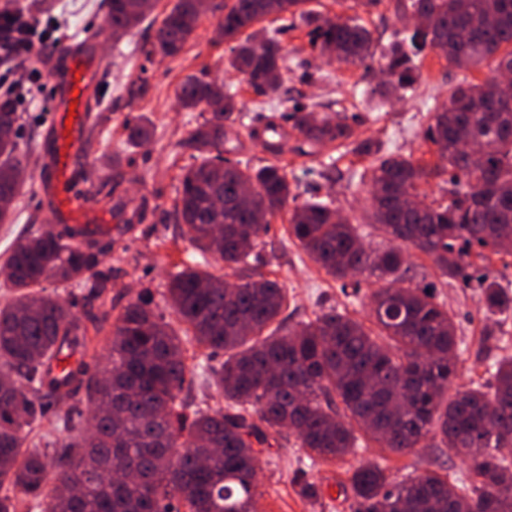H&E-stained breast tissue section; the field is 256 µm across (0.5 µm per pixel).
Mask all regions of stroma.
<instances>
[{"mask_svg":"<svg viewBox=\"0 0 512 512\" xmlns=\"http://www.w3.org/2000/svg\"><path fill=\"white\" fill-rule=\"evenodd\" d=\"M36 16L41 25L53 26L60 37L77 38L92 24L103 28L96 54L105 68L101 88L104 108L95 113L84 135L86 148L81 168L109 176L113 191L102 192L89 206L95 222L84 225L87 239L93 241L99 270L108 280L112 302L121 306L142 292H149L151 306L167 320L175 315L167 301L168 280L173 272L199 258L197 251L180 236L177 225L167 222L166 213L177 195L179 176L190 164V152L180 146L193 129L198 114L184 108L176 98V89L189 76H207L236 91L246 112L254 117L290 113L291 101L312 106L317 115L345 112L355 140L381 143L384 151L412 155L424 164L437 159L435 147L425 138L429 115L446 101L449 88L462 79L476 83L491 77L489 66L465 71L451 68L435 52L423 60L424 80L414 96L375 103L363 96V86H375L379 77L363 66L328 61L313 47L311 28L291 14L267 17L266 30H280L285 52H297L299 65L285 74L289 102L256 96L242 76L227 66L231 45L220 38L218 16L203 12L199 26L182 51L173 57L149 54L157 20L147 19L122 39H113L104 28V0H41ZM309 10L344 19L361 17L380 44H387L393 31L410 26V15L398 9V0H382L364 11L354 0H309ZM140 122L149 134V142L140 146L128 138L127 124ZM46 115L39 110L22 114L21 146L28 151L25 184L15 203V221L0 224V265L4 264L18 238L49 224L36 195V176L40 168V143ZM295 138L283 141L281 160L289 178L295 179L303 197L333 200L336 208L357 225L363 243L377 249L388 241L372 225L363 221L368 206L369 184L356 175L369 167L373 159L351 152L332 151L317 145L312 155L294 153ZM336 159L338 179L322 175L327 156ZM267 245L262 252L264 273L283 285L288 294L289 325L314 319L322 309L338 311L369 322L370 296L379 283L376 277L360 274L359 288H342L340 281L327 274L288 236V215L280 213L270 220ZM411 273L418 284H434L438 301L445 303L457 323L458 377L460 389L490 378V360L483 339L485 331H495L499 352L512 354V310L486 314L476 291L461 281L445 280L430 258L418 251L410 253ZM185 392L195 398H207L211 407L223 406L224 397L216 387L201 389L197 372L201 365L217 366L223 353L186 345ZM385 461L389 474L402 478L408 474L434 472L460 482L466 466L459 457H448L442 449L427 446L415 453L398 455L376 443L362 444L356 453L333 462L310 463L304 449L288 443L263 448L259 455V489L256 512H351L350 479L358 461ZM322 489L319 503H311L298 493L295 478L299 471Z\"/></svg>","mask_w":512,"mask_h":512,"instance_id":"35a3bbf8","label":"stroma"}]
</instances>
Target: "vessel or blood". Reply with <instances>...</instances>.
<instances>
[{
	"label": "vessel or blood",
	"mask_w": 512,
	"mask_h": 512,
	"mask_svg": "<svg viewBox=\"0 0 512 512\" xmlns=\"http://www.w3.org/2000/svg\"><path fill=\"white\" fill-rule=\"evenodd\" d=\"M98 37V29L84 31L78 40L62 43L49 58L50 121L37 189L38 199L57 231L77 223L88 208L75 162L83 150L80 134L102 106L98 87L104 67L94 52Z\"/></svg>",
	"instance_id": "1"
}]
</instances>
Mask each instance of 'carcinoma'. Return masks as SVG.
Wrapping results in <instances>:
<instances>
[{
  "mask_svg": "<svg viewBox=\"0 0 512 512\" xmlns=\"http://www.w3.org/2000/svg\"><path fill=\"white\" fill-rule=\"evenodd\" d=\"M197 0H176L155 30L152 52L173 57L195 32ZM306 0H229L218 5L224 39L236 42L228 67L259 95H281L288 54L277 34L244 35L277 13L302 12ZM157 0H107L112 36L119 39L155 10ZM403 8L428 25L396 34L388 53L375 58L373 33L338 19L309 16L321 53L384 75L387 98L414 94L419 58L438 53L470 70L486 61L512 68V0H407ZM181 104L202 122L185 146L207 155L183 169L170 218L202 256L223 262L237 287L197 265L170 276L171 308L193 339L224 352L219 369L200 373L224 395V407L179 398L187 367L183 339L151 308L149 293L92 320L96 332L115 317L109 357L91 375L75 371L76 389L46 381V368L63 343L89 356L87 327L71 304L46 292L55 281L106 290L93 243L77 233L44 228L21 238L5 260L11 298L0 302V512H19V496L45 504V512H254L258 451L288 430L316 462L342 459L359 437L409 454L430 438L462 455L466 482L453 488L435 474L391 478L379 462L358 464L351 476V512H512V355H495L493 383L450 393L457 377L456 323L434 287H401L406 253L428 255L444 277L476 289L485 312L512 310V295L495 279L472 273L470 252L483 261L512 257V107L494 93V80H466L448 90V104L430 115L426 139L438 161L381 153L352 140L347 117L294 105V151L337 143L374 154L367 223L392 245L370 250L330 200L308 199L288 212V237L339 280L355 271L385 282L370 298L376 329L330 308L298 328L281 317L285 288L260 269L266 218L297 199L284 167L250 166L224 157V123L250 138L236 93L189 77L178 88ZM19 119L8 96L0 98V224L13 220L26 158L19 150ZM467 128L486 144L480 165L459 142ZM449 173L447 202L419 199L418 187ZM252 188L244 197L240 188ZM117 315H112V311ZM85 390L88 417L77 400ZM68 405L63 427L74 433L45 444L31 435L43 401ZM192 409L193 417L185 414Z\"/></svg>",
  "mask_w": 512,
  "mask_h": 512,
  "instance_id": "obj_1",
  "label": "carcinoma"
}]
</instances>
